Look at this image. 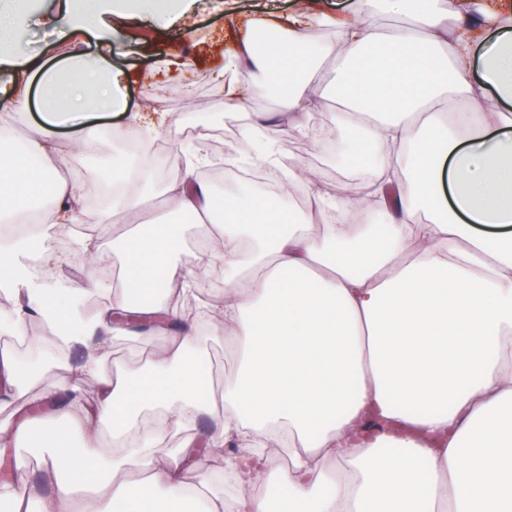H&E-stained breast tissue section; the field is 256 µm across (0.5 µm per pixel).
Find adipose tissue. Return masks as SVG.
I'll use <instances>...</instances> for the list:
<instances>
[{
    "instance_id": "obj_1",
    "label": "adipose tissue",
    "mask_w": 512,
    "mask_h": 512,
    "mask_svg": "<svg viewBox=\"0 0 512 512\" xmlns=\"http://www.w3.org/2000/svg\"><path fill=\"white\" fill-rule=\"evenodd\" d=\"M103 11V0H81L79 12L41 21L90 36ZM295 14L287 44L262 48L249 36L231 50L246 78L225 87L223 105L246 114L275 95L315 141L310 115L328 112L337 138L370 161L368 192L329 189L292 164L279 198L308 197L300 223L228 197L223 223L190 254L178 225H137L112 252H133L144 292L113 289L90 311L82 289H58L34 266L53 261L51 225L74 223L88 193L56 173L91 141L65 129L88 112L126 111V77L99 63L48 69L13 52L20 17L0 11L7 110L41 111L26 136L0 140V222L24 229L0 237V291L70 327L63 343L46 344L0 311L1 334L47 351L40 367L8 361L10 395L59 365L61 348L87 353L80 376L43 392L50 413L0 422L18 470L25 451L43 457V485L23 475L0 483L9 512H224L228 482L241 488L237 512H512V19L486 11L475 25L438 0H360L356 19L325 39L328 22L310 0ZM476 27L495 37L481 56ZM32 72L42 76L36 101ZM207 164L194 157L165 186L172 213L210 216ZM122 181L102 220L137 214L154 179L139 169ZM372 210L378 223L346 221ZM185 267L224 271L223 287L192 312L171 285ZM139 312L163 319L165 334L142 336L150 355L109 367L115 315ZM215 336L243 355L217 382L198 354ZM203 415L210 448L238 443L245 453L192 480L186 461ZM257 484L264 493H252Z\"/></svg>"
}]
</instances>
